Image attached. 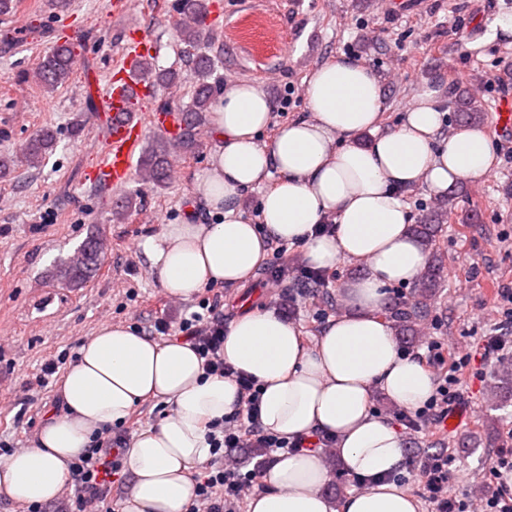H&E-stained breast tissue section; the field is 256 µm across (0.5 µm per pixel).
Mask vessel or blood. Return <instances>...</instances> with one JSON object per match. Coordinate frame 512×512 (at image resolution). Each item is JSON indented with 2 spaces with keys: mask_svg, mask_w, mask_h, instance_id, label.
Here are the masks:
<instances>
[{
  "mask_svg": "<svg viewBox=\"0 0 512 512\" xmlns=\"http://www.w3.org/2000/svg\"><path fill=\"white\" fill-rule=\"evenodd\" d=\"M152 47L144 33L133 32L126 44L125 58L112 80V110L104 116L105 135L99 146L102 162L89 173V180H103L113 190L122 189L131 179L135 160L147 131L172 133L179 128L173 112H155L141 119L135 105L149 97L151 86L139 72V63Z\"/></svg>",
  "mask_w": 512,
  "mask_h": 512,
  "instance_id": "obj_1",
  "label": "vessel or blood"
}]
</instances>
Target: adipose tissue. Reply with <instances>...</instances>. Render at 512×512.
<instances>
[{"label":"adipose tissue","mask_w":512,"mask_h":512,"mask_svg":"<svg viewBox=\"0 0 512 512\" xmlns=\"http://www.w3.org/2000/svg\"><path fill=\"white\" fill-rule=\"evenodd\" d=\"M305 102V116L264 141L274 106L263 85L225 88L210 115L216 134L210 167L196 189L213 223L165 225L143 241L142 252L178 300L247 280L273 239L302 244L318 268L364 264L365 272L338 290L346 313L330 320L314 344L269 309L246 311L228 326L224 359L262 385L263 428L291 439L332 437L344 471L363 483L331 506L321 455L281 453L265 473L266 490L248 509L417 512L416 499L394 479L404 462L403 437L371 408L377 391L405 410L434 391L432 374L400 351L393 324L380 315L389 288L415 280L429 262L403 194L421 184L439 194L458 182H483L494 146L476 125L444 134L438 89L414 94L400 122L380 131L382 83L354 58L314 66ZM368 132L372 140L360 144ZM260 185L266 191L256 215H248L241 199ZM318 224L335 230L315 235ZM58 395L64 412L50 417L29 447L0 459V497L27 505L55 500L93 434L125 422L136 404L154 398L169 409L128 450L133 481L125 512H187L195 497L190 470L210 456L205 424L224 418L241 399L233 380L205 375L188 343L160 342L112 324L81 345Z\"/></svg>","instance_id":"1"}]
</instances>
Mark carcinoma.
Returning a JSON list of instances; mask_svg holds the SVG:
<instances>
[{"label": "carcinoma", "instance_id": "cac0c4a2", "mask_svg": "<svg viewBox=\"0 0 512 512\" xmlns=\"http://www.w3.org/2000/svg\"><path fill=\"white\" fill-rule=\"evenodd\" d=\"M181 11L185 16L178 27L180 54L190 68L193 78V90L190 102L168 111L181 112L185 123L178 137L171 141L158 135L148 152L139 161L138 172L142 181L162 185L168 178V158L171 151L183 149L192 151L198 147L200 128L208 121L212 111L215 95L221 84L218 75L219 64L224 61V50H215L220 43L214 32L210 0H181ZM77 43L66 41L57 45L44 56L34 71L38 83L47 90H52L69 80L76 63ZM144 78L157 86L177 85L181 74L176 70L156 68L154 58L148 57L140 63ZM458 120L466 125L478 124L483 120V104L477 100L465 85H459L454 98ZM54 132L48 128L41 130L25 146L22 158L35 167L53 148ZM458 195L457 190L448 191V198L440 210L428 216L420 224L413 225V232L430 253V262L417 280L414 289L415 299L403 302L388 318L394 322L396 337L412 338L417 334L415 325L427 315L428 302L436 296L445 272V258L436 247V238L442 225L448 223V207L453 205ZM138 201L132 195H126L113 203V219L120 222L136 209ZM102 262L99 244L89 239L80 246L75 254L68 258L60 269V277L66 284L75 287L87 282L94 276ZM500 403L512 402V363H501L494 373L492 386Z\"/></svg>", "mask_w": 512, "mask_h": 512}]
</instances>
